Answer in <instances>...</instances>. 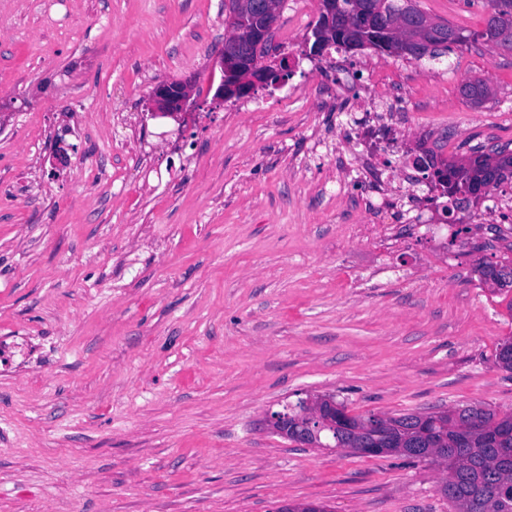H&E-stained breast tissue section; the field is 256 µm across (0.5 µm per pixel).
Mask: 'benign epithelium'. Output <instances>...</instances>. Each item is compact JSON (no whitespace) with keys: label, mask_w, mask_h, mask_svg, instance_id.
<instances>
[{"label":"benign epithelium","mask_w":512,"mask_h":512,"mask_svg":"<svg viewBox=\"0 0 512 512\" xmlns=\"http://www.w3.org/2000/svg\"><path fill=\"white\" fill-rule=\"evenodd\" d=\"M240 7L250 14L248 26H236L238 14H228L226 23L231 33L224 49L218 56L221 81L215 92V98L226 100L243 98L254 94L260 87L274 85L276 74L288 71L289 61L284 57L275 68L266 64L265 58L255 55L261 48L271 49L269 36L276 22L278 6L276 0H239ZM362 23L370 24V19L359 16L348 17L339 25L327 24V28L315 34L309 53L318 55L333 43L337 33L347 36L349 30ZM190 86L185 82H160L151 93L153 115L178 117L192 106ZM266 425L284 438L309 448H329L331 434H362L371 432L391 442H403L397 436L393 425L386 419L377 417L372 423L354 425L350 414L336 401L328 397L307 398L299 402L296 411L276 412L266 420Z\"/></svg>","instance_id":"1"}]
</instances>
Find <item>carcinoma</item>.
Segmentation results:
<instances>
[{"label": "carcinoma", "mask_w": 512, "mask_h": 512, "mask_svg": "<svg viewBox=\"0 0 512 512\" xmlns=\"http://www.w3.org/2000/svg\"><path fill=\"white\" fill-rule=\"evenodd\" d=\"M491 12L485 28L473 33V40H484L496 45L512 44V0H488ZM337 12L346 15L367 6L385 23L358 27L353 33L368 42V48L389 56H403L394 47L401 44L398 29L392 27L404 19L405 30L419 31L422 22L430 19L415 0H336ZM439 38L431 41L415 58L425 56L436 60L452 50V45L463 44L467 37L445 22H432ZM455 35L454 44L443 45L448 36ZM463 96L475 103L486 99L488 86L481 80L462 87ZM470 168L464 170L463 182L476 180L485 174L482 185L496 187L512 178V152L508 146L484 145L471 149L468 157ZM482 276L492 278L501 287L512 285V265H486ZM406 437L405 447L387 448L384 453H398L410 458L433 459L445 463L448 478L441 486L442 493L453 502L458 512H512V497L502 493V488L512 489V433L500 428H512V414L499 417L486 407L464 406L440 412L408 413L392 418ZM468 435L464 446L446 456L436 454V449L446 448L456 442L459 432Z\"/></svg>", "instance_id": "cac0c4a2"}]
</instances>
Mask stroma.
I'll use <instances>...</instances> for the list:
<instances>
[{
  "mask_svg": "<svg viewBox=\"0 0 512 512\" xmlns=\"http://www.w3.org/2000/svg\"><path fill=\"white\" fill-rule=\"evenodd\" d=\"M418 5L467 33L489 13ZM320 12L282 0L291 76L226 102L224 0H0V340L34 350L0 365V512H456L444 464L301 447L266 418L324 395L512 414V293L479 273L512 259V184L437 225L439 255L422 225L380 242L371 215L439 216L396 182L404 155L512 144V53L313 57ZM182 80L193 114L152 118L154 86ZM366 108L394 145L371 169Z\"/></svg>",
  "mask_w": 512,
  "mask_h": 512,
  "instance_id": "stroma-1",
  "label": "stroma"
}]
</instances>
